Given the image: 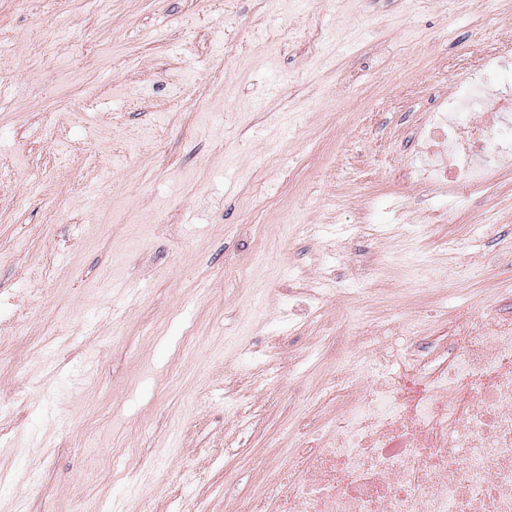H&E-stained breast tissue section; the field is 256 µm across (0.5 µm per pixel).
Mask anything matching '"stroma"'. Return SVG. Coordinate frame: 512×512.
Here are the masks:
<instances>
[{"instance_id":"obj_1","label":"stroma","mask_w":512,"mask_h":512,"mask_svg":"<svg viewBox=\"0 0 512 512\" xmlns=\"http://www.w3.org/2000/svg\"><path fill=\"white\" fill-rule=\"evenodd\" d=\"M0 0V512H239L283 494L379 323L512 289V163L414 175L425 119L512 0ZM288 32L252 45L274 11ZM339 31L322 52L289 43ZM439 207L446 220L431 223ZM427 237H375L396 211ZM335 289L313 299L327 264ZM233 468V481L224 478Z\"/></svg>"}]
</instances>
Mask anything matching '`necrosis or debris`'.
I'll return each mask as SVG.
<instances>
[{"label":"necrosis or debris","instance_id":"1","mask_svg":"<svg viewBox=\"0 0 512 512\" xmlns=\"http://www.w3.org/2000/svg\"><path fill=\"white\" fill-rule=\"evenodd\" d=\"M512 65L491 50L423 123L402 121L427 185L470 186L512 162ZM485 113L469 123V112ZM371 387L338 409L326 442L286 449L276 512H512V318L483 313L447 336L398 333Z\"/></svg>","mask_w":512,"mask_h":512}]
</instances>
